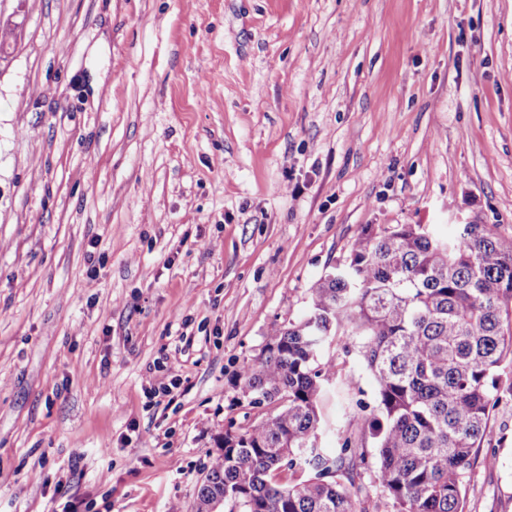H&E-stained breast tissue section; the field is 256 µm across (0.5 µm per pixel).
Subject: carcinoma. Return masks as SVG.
I'll return each instance as SVG.
<instances>
[{"label": "carcinoma", "mask_w": 512, "mask_h": 512, "mask_svg": "<svg viewBox=\"0 0 512 512\" xmlns=\"http://www.w3.org/2000/svg\"><path fill=\"white\" fill-rule=\"evenodd\" d=\"M360 336L375 406V480L396 512H465L466 477L492 411L512 400V236L489 224L448 235L424 224L364 227L348 258L312 288L308 313L273 328L241 371L273 412L224 435L196 512H358L364 448L318 447L321 403L338 377L321 354Z\"/></svg>", "instance_id": "cac0c4a2"}]
</instances>
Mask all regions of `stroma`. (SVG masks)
I'll use <instances>...</instances> for the list:
<instances>
[{"label":"stroma","instance_id":"1","mask_svg":"<svg viewBox=\"0 0 512 512\" xmlns=\"http://www.w3.org/2000/svg\"><path fill=\"white\" fill-rule=\"evenodd\" d=\"M0 35V512H193L362 228L512 235V0H0ZM480 454L466 512H512V403Z\"/></svg>","mask_w":512,"mask_h":512}]
</instances>
